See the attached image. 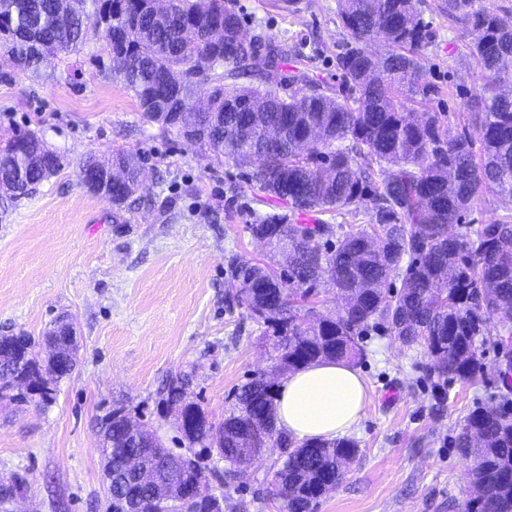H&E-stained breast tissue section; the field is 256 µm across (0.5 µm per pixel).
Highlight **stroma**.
<instances>
[{
  "mask_svg": "<svg viewBox=\"0 0 512 512\" xmlns=\"http://www.w3.org/2000/svg\"><path fill=\"white\" fill-rule=\"evenodd\" d=\"M246 34L287 45L317 83L337 84L336 56L348 36L336 0H225ZM418 7L433 39L420 52L432 90L417 112L444 113L462 129L477 66L471 31L441 0ZM107 45L88 31L79 52L48 58L34 79L0 65V142L33 131L61 155L62 169L36 191L0 204V334L43 336L60 317L77 332V364L40 406L0 401V478L21 474L18 512H105L101 422L116 405L165 442L182 445L162 391L185 372L207 417L222 422L236 391L274 369V336L240 306L232 259L264 258L248 225L288 214L262 197L243 168L201 151L144 118L124 85L103 68ZM119 151L146 170L141 201L116 210L79 181L86 158ZM356 364L369 404L350 438L359 454L314 512H463L469 460L452 441L469 414L502 402L497 377L440 381L431 360L389 332L369 331ZM282 467L264 450L235 479L246 512H278L267 492Z\"/></svg>",
  "mask_w": 512,
  "mask_h": 512,
  "instance_id": "obj_1",
  "label": "stroma"
}]
</instances>
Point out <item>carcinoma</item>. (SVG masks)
Listing matches in <instances>:
<instances>
[{"label": "carcinoma", "instance_id": "carcinoma-1", "mask_svg": "<svg viewBox=\"0 0 512 512\" xmlns=\"http://www.w3.org/2000/svg\"><path fill=\"white\" fill-rule=\"evenodd\" d=\"M67 27L59 25V0H0V28L14 43L0 40L3 64L38 75L43 57L69 54L83 43L102 0H68ZM156 15L146 0H112L132 21L120 59L108 52L109 69L137 100L143 116L205 150L240 166L258 192L288 202L299 213L368 210L374 223L356 231L341 224H303L271 217L247 225L266 238L271 262H230L238 282L235 302L278 338L275 364L298 369L319 359L355 363L358 340L379 325L404 346L421 347L440 378L474 381L492 371L512 380V224H466L463 216L485 191L512 204V25L486 0H443L449 16L480 36L469 46L478 67L473 130L453 131L441 112H415L419 94L429 92L418 50L432 38L415 0H337L338 18L350 43L336 56L341 89L326 94L296 68L291 92L280 94L278 65L288 49L263 51L265 38L242 35L240 15L223 0H167ZM372 42L389 47L384 60L370 63ZM255 73L261 86L227 87L215 70L223 66ZM177 79V95L169 81ZM212 101L196 112L195 95ZM480 146H475V143ZM43 140L30 131L0 145V196L16 200L63 166L60 156L34 163ZM127 181L112 184V206L121 209L135 193L138 159L117 152ZM401 276L390 291L388 280ZM336 288L342 307L334 318L315 311L320 286ZM493 342L495 361L483 362L481 346ZM76 345L52 329L42 343L24 333L0 336L3 387L16 376L40 386L41 371L53 383L74 370L62 356ZM162 402H176L206 417L191 400L190 380L177 374ZM239 409L224 422L198 428L183 453L153 441L148 466L157 486L132 485L112 493L108 512H162L166 483L182 479L216 484L233 509L245 507L227 492L238 468L272 444L285 457L277 472L279 512H312L311 504L341 483L359 453L348 439L296 446L278 431L274 393L257 375L241 388ZM123 407L101 426L104 479L129 475V447ZM456 448L473 460V496L466 512H512V411L478 410L466 420ZM217 455L224 470L204 463Z\"/></svg>", "mask_w": 512, "mask_h": 512}]
</instances>
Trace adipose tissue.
<instances>
[{
	"instance_id": "obj_1",
	"label": "adipose tissue",
	"mask_w": 512,
	"mask_h": 512,
	"mask_svg": "<svg viewBox=\"0 0 512 512\" xmlns=\"http://www.w3.org/2000/svg\"><path fill=\"white\" fill-rule=\"evenodd\" d=\"M367 404L359 371L346 362L323 359L283 378L274 414L278 429L295 442H330L354 430Z\"/></svg>"
}]
</instances>
